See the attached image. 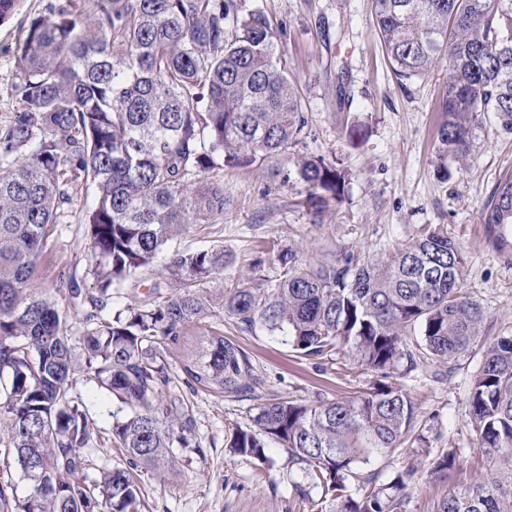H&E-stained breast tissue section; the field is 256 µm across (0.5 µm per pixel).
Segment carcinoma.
Wrapping results in <instances>:
<instances>
[{
    "mask_svg": "<svg viewBox=\"0 0 512 512\" xmlns=\"http://www.w3.org/2000/svg\"><path fill=\"white\" fill-rule=\"evenodd\" d=\"M371 12L401 82L448 61L437 133L441 160L465 162L473 128L491 112L512 134V0H371ZM14 92L22 106L0 128V471L35 466L51 485L28 480L23 498L0 481L11 512H138L137 470L175 466L174 449L193 442V418L168 395L167 347L182 349L193 390L256 401L250 424L226 439L235 456L266 459L268 443L288 453L294 483L310 512H397L392 484L355 466L409 445L418 412L402 389L384 382L399 366L448 365L483 349L468 407L483 480L437 501L434 512H512V333L483 335L485 311L468 295L464 246L430 230L370 258L341 250L326 259L293 247L273 253V275L224 278L235 263L224 244L173 254L167 286L110 314L137 275L165 246L209 224L230 205L227 169L262 168L302 143L301 94L281 63L278 31L247 0H64L28 18L17 47ZM285 186L305 184L313 222L343 200L342 163L302 155L272 167ZM94 189L86 212L88 282L71 278L55 292L82 316L76 354L68 314L38 284V258L65 206ZM483 223L512 227V172L482 209ZM257 257L250 267L267 261ZM218 308L239 329L260 326L302 357L348 355L379 375L370 390L338 400L264 398L247 353L206 323ZM83 374L125 411L106 443L122 461L97 467L91 445L102 429L71 396ZM459 465L440 453L432 471ZM358 479L356 492L349 478ZM321 490L319 499L306 486Z\"/></svg>",
    "mask_w": 512,
    "mask_h": 512,
    "instance_id": "cac0c4a2",
    "label": "carcinoma"
}]
</instances>
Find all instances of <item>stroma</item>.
I'll list each match as a JSON object with an SVG mask.
<instances>
[{
  "label": "stroma",
  "instance_id": "35a3bbf8",
  "mask_svg": "<svg viewBox=\"0 0 512 512\" xmlns=\"http://www.w3.org/2000/svg\"><path fill=\"white\" fill-rule=\"evenodd\" d=\"M54 0H22L0 23V127L21 103L15 96V47L29 16L47 12ZM264 6L280 30L282 60L305 101L307 136L302 153L338 159L349 171L346 200L315 224L302 204L303 183L271 184L260 170L236 169L224 175L231 204L223 218L171 242L140 284L128 294L144 298L146 286L164 278L171 251L198 250L220 243L244 273L264 243L294 246L322 257L332 249L382 256L421 233L443 228L467 253L465 287L486 312L485 332L512 331V247L490 237L481 212L494 185L512 167V135L494 115L475 128L466 165H451L441 177L436 154L439 110L448 80L440 60L423 78L402 84L394 76L374 27L369 0H252ZM345 72L353 103L340 105L338 72ZM85 195L68 206L62 224L41 255L46 288L59 280L83 278L88 241L83 223ZM225 337L249 356L264 382V394L304 400H336L366 390L370 374L348 356L315 362L297 356L281 339L262 329L244 332L224 323ZM482 363L480 349L467 351L453 367L421 365L410 374L392 372L388 385L407 392L419 412L429 454L396 450L372 459L381 483L403 476L399 512H434L437 500L481 477L473 461L479 454L468 411L469 386ZM171 395L193 411L195 447L180 449L175 469L140 477V512H302L288 478L287 453L270 446L266 461L230 455L224 447L229 426L247 425L249 400L191 390L182 373L181 352L168 355ZM457 449L458 470L442 479L430 473L432 456Z\"/></svg>",
  "mask_w": 512,
  "mask_h": 512
}]
</instances>
